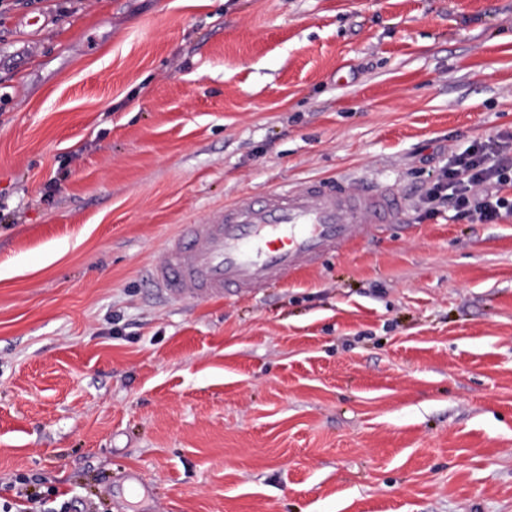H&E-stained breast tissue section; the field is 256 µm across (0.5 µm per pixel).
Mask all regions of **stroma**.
Here are the masks:
<instances>
[{"label": "stroma", "mask_w": 512, "mask_h": 512, "mask_svg": "<svg viewBox=\"0 0 512 512\" xmlns=\"http://www.w3.org/2000/svg\"><path fill=\"white\" fill-rule=\"evenodd\" d=\"M511 131L512 0H0V501L512 512V217L421 202ZM323 177L399 222L248 297L148 287Z\"/></svg>", "instance_id": "1"}]
</instances>
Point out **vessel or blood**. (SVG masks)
I'll use <instances>...</instances> for the list:
<instances>
[{"label": "vessel or blood", "mask_w": 512, "mask_h": 512, "mask_svg": "<svg viewBox=\"0 0 512 512\" xmlns=\"http://www.w3.org/2000/svg\"><path fill=\"white\" fill-rule=\"evenodd\" d=\"M402 209L387 184L335 178L245 196L169 238L150 284L175 300L248 296L287 283L378 225L396 223Z\"/></svg>", "instance_id": "b4317fda"}]
</instances>
